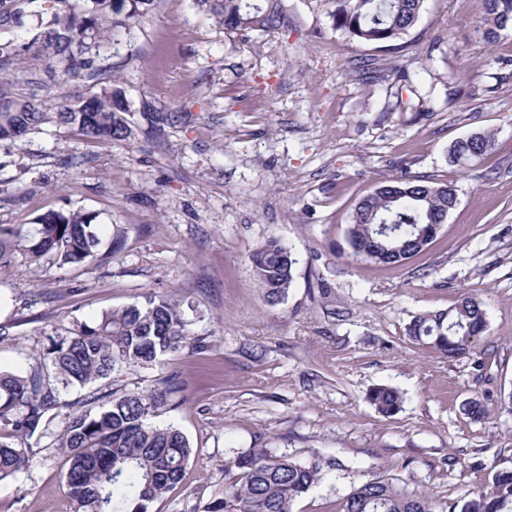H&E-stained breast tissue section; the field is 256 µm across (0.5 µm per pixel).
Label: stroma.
Listing matches in <instances>:
<instances>
[{
    "instance_id": "obj_1",
    "label": "stroma",
    "mask_w": 512,
    "mask_h": 512,
    "mask_svg": "<svg viewBox=\"0 0 512 512\" xmlns=\"http://www.w3.org/2000/svg\"><path fill=\"white\" fill-rule=\"evenodd\" d=\"M275 6L276 28L228 31L195 0H156L117 32L111 62L136 125L146 102L180 123L130 147L53 124L0 144V227L61 209L102 220L100 259L0 260V369L29 372L75 324L171 296L209 349L64 394L147 392L162 370L185 383L152 421L179 429L194 453L151 512H206L224 496L225 455L251 448L321 464L293 512H339L370 475L464 502L490 489L494 468L512 467V414L500 408L512 394V82L498 81L512 71V30L485 43L484 0H425L400 40L407 80L371 82L358 60L386 53L334 29L338 0ZM483 131L491 152L458 173L449 146ZM404 174L451 183L455 209L401 267L353 261L357 201ZM270 236L297 260L274 307L248 260ZM468 293L488 320L468 355L409 340L414 316ZM379 385L403 397L393 417L367 399ZM474 397L488 411L480 421L462 412ZM65 426L57 416L25 442L26 467L0 481V512H75L57 448Z\"/></svg>"
}]
</instances>
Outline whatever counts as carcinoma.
<instances>
[{
  "label": "carcinoma",
  "instance_id": "carcinoma-1",
  "mask_svg": "<svg viewBox=\"0 0 512 512\" xmlns=\"http://www.w3.org/2000/svg\"><path fill=\"white\" fill-rule=\"evenodd\" d=\"M30 0H0V30L22 25ZM51 19L30 39L0 44V143L42 131L48 123L75 127L82 136L108 143L127 142L133 130L131 105L114 80H103L112 32L145 18L155 0H44ZM228 30L254 22L249 0H196ZM333 26L348 38L381 47L394 46L417 23L424 0H339ZM479 31L490 43L512 29V0H484ZM33 63L36 88L59 77L77 79L98 90L61 106L41 111L38 93L15 95L3 74L17 63ZM493 147L489 133H474L456 141L450 162L463 172ZM454 188L424 177L402 175L359 199L347 230L352 255L362 262L399 266L430 244L426 232L446 223L456 206ZM97 215L81 211H48L29 224L0 228V259L18 247L30 260L45 256L55 263L81 265L97 257L100 244ZM265 301L285 300L297 259L275 236L249 256ZM488 322L482 302L471 294L447 310L415 316L406 335L415 344L456 358L472 349ZM205 336L188 329L181 303L154 295L142 303L107 311L82 322L69 337L56 341L43 362L22 376L0 370V431L31 438L46 426L55 410L70 407L60 390L85 387L127 367L162 366L163 358L185 348L204 351ZM185 390L176 375L162 373L148 393L112 394L106 405L88 397L68 414L59 448L68 468L65 486L76 512H150V506L183 477L193 454L186 436L174 427L150 422ZM368 400L390 417L402 404L390 386L370 390ZM26 464L25 450L0 441V481ZM319 466L300 463L269 448L224 458V498L209 512H293V504L315 483ZM339 512H512V470L495 472L492 487L478 491L463 505L441 502L427 494L409 495L381 478L361 482L343 500Z\"/></svg>",
  "mask_w": 512,
  "mask_h": 512
}]
</instances>
